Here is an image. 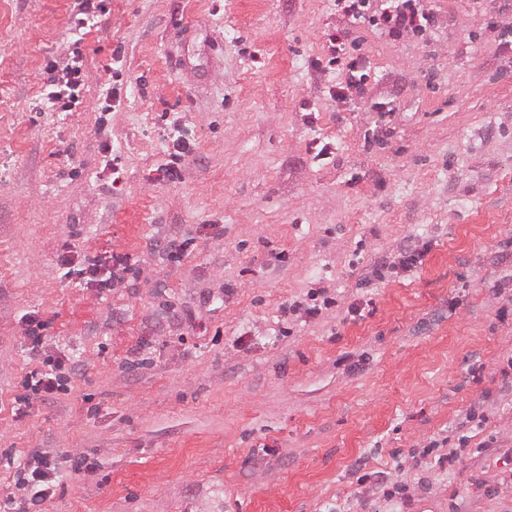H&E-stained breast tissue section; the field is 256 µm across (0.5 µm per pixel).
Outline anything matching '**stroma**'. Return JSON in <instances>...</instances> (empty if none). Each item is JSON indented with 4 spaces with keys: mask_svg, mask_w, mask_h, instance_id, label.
Returning a JSON list of instances; mask_svg holds the SVG:
<instances>
[{
    "mask_svg": "<svg viewBox=\"0 0 512 512\" xmlns=\"http://www.w3.org/2000/svg\"><path fill=\"white\" fill-rule=\"evenodd\" d=\"M424 2L393 40L334 0H106L87 34L0 0V499L37 448L38 512H512V0ZM331 61L336 64L339 72H346L347 79L345 84L339 83L342 97L350 100L359 98L364 92L366 73L363 72V59L360 57L351 58L345 52L343 44L338 43L337 38H331L329 46ZM82 62V57L74 56L60 72L56 71L54 64H47L44 68L45 95L53 106L57 104L66 110L76 103V92L84 81ZM54 368L51 367V372L42 369H35L31 371L30 388L35 394L44 397L45 394H53L59 387L57 382V375L53 372Z\"/></svg>",
    "mask_w": 512,
    "mask_h": 512,
    "instance_id": "1",
    "label": "stroma"
}]
</instances>
